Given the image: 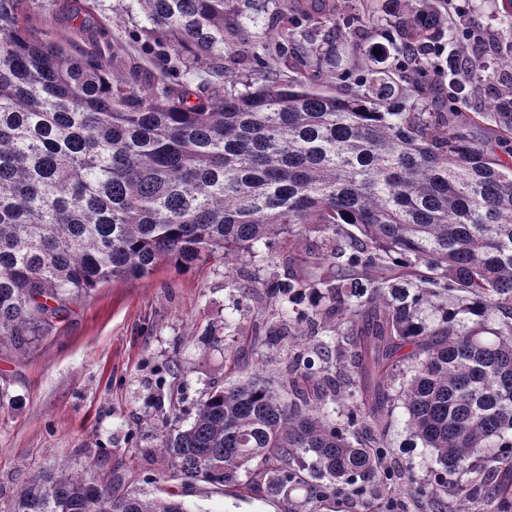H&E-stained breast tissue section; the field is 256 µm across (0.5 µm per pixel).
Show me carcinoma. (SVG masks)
I'll use <instances>...</instances> for the list:
<instances>
[{
  "instance_id": "obj_1",
  "label": "carcinoma",
  "mask_w": 512,
  "mask_h": 512,
  "mask_svg": "<svg viewBox=\"0 0 512 512\" xmlns=\"http://www.w3.org/2000/svg\"><path fill=\"white\" fill-rule=\"evenodd\" d=\"M135 2L146 42L223 87L114 80L119 53L34 40L30 0H0V343L26 350L101 283L219 258L271 309L224 346V376L246 347L288 358L276 389L238 379L188 426L172 412L168 480L404 512L399 401L457 512H512V79L470 106L473 23L441 0ZM121 485L49 470L11 512H188Z\"/></svg>"
}]
</instances>
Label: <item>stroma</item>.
Returning <instances> with one entry per match:
<instances>
[{
    "instance_id": "1",
    "label": "stroma",
    "mask_w": 512,
    "mask_h": 512,
    "mask_svg": "<svg viewBox=\"0 0 512 512\" xmlns=\"http://www.w3.org/2000/svg\"><path fill=\"white\" fill-rule=\"evenodd\" d=\"M46 10L30 34L40 41L74 44L94 56L105 45L99 14L71 17L60 0H36ZM112 11V36L128 64L143 78L163 75L161 60L137 34L142 15L135 0H104ZM467 11L486 29L479 54L486 68L477 86L496 75L500 53L512 48V29L501 23L495 0H468ZM237 293L224 263L210 260L187 272L159 263L146 277L100 284L73 300L65 321L26 351L0 344V512H9L24 482L39 471L66 463L93 464L104 476L124 474L125 487L150 497L174 492L188 512H284L282 502L260 495L241 496L203 483L163 481L166 461L144 460L154 447L169 401L156 381L167 365L178 364L182 421L190 423L195 405L208 391L224 387V346L231 328L249 326L235 314ZM388 443L396 465L415 486L435 488L432 453L414 437L404 408H396Z\"/></svg>"
}]
</instances>
